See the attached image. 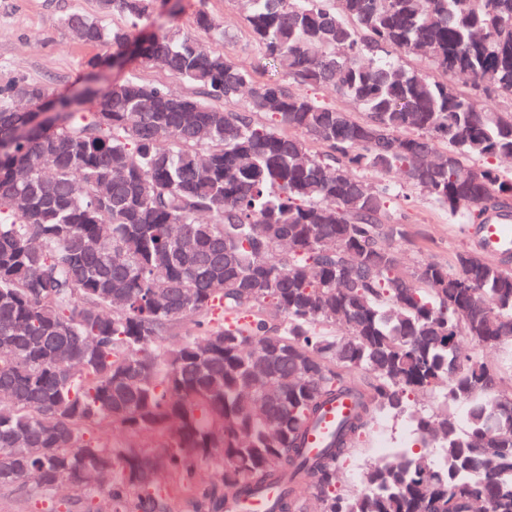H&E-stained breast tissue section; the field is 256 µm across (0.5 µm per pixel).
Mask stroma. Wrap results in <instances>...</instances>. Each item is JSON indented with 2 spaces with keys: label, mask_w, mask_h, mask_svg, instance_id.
I'll use <instances>...</instances> for the list:
<instances>
[{
  "label": "stroma",
  "mask_w": 512,
  "mask_h": 512,
  "mask_svg": "<svg viewBox=\"0 0 512 512\" xmlns=\"http://www.w3.org/2000/svg\"><path fill=\"white\" fill-rule=\"evenodd\" d=\"M202 6L223 18V40L211 39L208 33L196 29L195 14ZM74 10L97 13L98 0H0V80L23 76L71 98L80 96L88 84L103 90L128 78L160 84L180 94L189 92V85L182 79L138 59L127 60L120 68L106 65L97 73H89L86 61L96 55L108 56L109 51L84 44L64 26V16ZM174 30L256 69L258 78L281 76L272 60L256 46L238 0H165L141 26L139 34L148 37ZM392 206L405 229V239L393 242L404 266L428 259L451 269L456 253L472 248L473 239L463 218L449 215L422 191L402 187ZM410 440L411 429L405 421L381 418L362 450L349 454L341 464L337 488L361 489L366 464L372 458L391 455Z\"/></svg>",
  "instance_id": "35a3bbf8"
}]
</instances>
